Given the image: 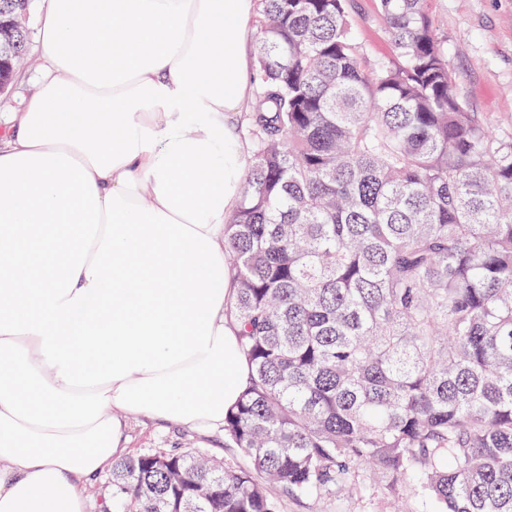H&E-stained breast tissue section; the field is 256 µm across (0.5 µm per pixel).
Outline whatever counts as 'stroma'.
Segmentation results:
<instances>
[{
    "label": "stroma",
    "instance_id": "stroma-1",
    "mask_svg": "<svg viewBox=\"0 0 512 512\" xmlns=\"http://www.w3.org/2000/svg\"><path fill=\"white\" fill-rule=\"evenodd\" d=\"M361 13L352 27L373 57L389 55L391 46L377 18L375 0H358ZM45 0H29L22 17L28 33L24 61L12 83L0 90V113L14 111L29 94L40 65V28ZM434 29L447 42L448 67L459 78L469 109L500 136L512 137V0H430ZM128 456L145 451L197 448L199 438L174 423L141 417L128 420ZM278 512H429L408 484L388 492L378 480L350 494L292 496L273 487Z\"/></svg>",
    "mask_w": 512,
    "mask_h": 512
}]
</instances>
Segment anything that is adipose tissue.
I'll use <instances>...</instances> for the list:
<instances>
[{
    "label": "adipose tissue",
    "instance_id": "obj_1",
    "mask_svg": "<svg viewBox=\"0 0 512 512\" xmlns=\"http://www.w3.org/2000/svg\"><path fill=\"white\" fill-rule=\"evenodd\" d=\"M0 113V512H85L126 420L208 437L248 379L224 226L256 0H46ZM46 1L29 0V6L22 16V24L28 33V48L24 61L12 83L0 91V113L13 112L20 100L29 94L38 76L40 65L41 17Z\"/></svg>",
    "mask_w": 512,
    "mask_h": 512
}]
</instances>
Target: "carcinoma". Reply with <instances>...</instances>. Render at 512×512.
Returning <instances> with one entry per match:
<instances>
[{
	"label": "carcinoma",
	"mask_w": 512,
	"mask_h": 512,
	"mask_svg": "<svg viewBox=\"0 0 512 512\" xmlns=\"http://www.w3.org/2000/svg\"><path fill=\"white\" fill-rule=\"evenodd\" d=\"M261 0L251 161L225 224L249 366L227 469L189 448L112 464V512H276L410 480L438 512H512V141L469 111L429 0ZM11 60L26 49L12 31ZM360 14L353 16L352 27L358 39L372 57L389 55L392 50L387 41L378 18L374 0H358Z\"/></svg>",
	"instance_id": "cac0c4a2"
}]
</instances>
